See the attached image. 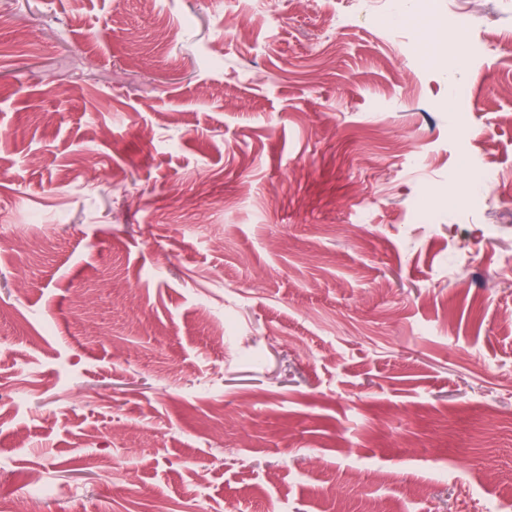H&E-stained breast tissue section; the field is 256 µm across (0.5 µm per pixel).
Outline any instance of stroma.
Listing matches in <instances>:
<instances>
[{
	"instance_id": "1",
	"label": "stroma",
	"mask_w": 512,
	"mask_h": 512,
	"mask_svg": "<svg viewBox=\"0 0 512 512\" xmlns=\"http://www.w3.org/2000/svg\"><path fill=\"white\" fill-rule=\"evenodd\" d=\"M369 9L0 0V495L512 512V0Z\"/></svg>"
}]
</instances>
